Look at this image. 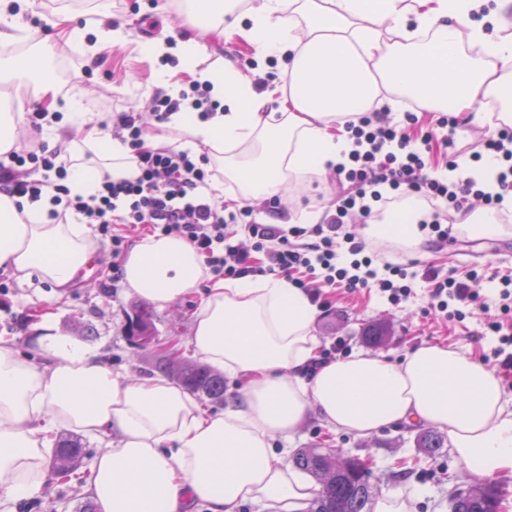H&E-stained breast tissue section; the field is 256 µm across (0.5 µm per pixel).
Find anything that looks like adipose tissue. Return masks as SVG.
Listing matches in <instances>:
<instances>
[{"instance_id":"obj_1","label":"adipose tissue","mask_w":512,"mask_h":512,"mask_svg":"<svg viewBox=\"0 0 512 512\" xmlns=\"http://www.w3.org/2000/svg\"><path fill=\"white\" fill-rule=\"evenodd\" d=\"M238 0H191L194 37L167 49L145 42L150 57L173 51L184 70L210 81L222 104L208 118L172 113L168 135L149 148L204 145L238 191L233 202L281 194L291 178L320 175L345 162L342 130L363 110L413 100L427 112L495 102L498 122L512 126V0H257L249 27L234 17ZM36 0H0V44L17 39L21 14ZM51 24L71 44L96 54L125 39L121 24L94 33L67 13ZM26 30V29H23ZM29 52L0 59V83L37 80L45 110L62 113L44 131L79 133L66 147L72 193H97L103 175L139 174L128 145L95 126L75 96H59L48 60L53 46L26 30ZM239 34L260 59L285 61L288 92L256 93L236 69L198 70L208 35ZM50 194L35 203L0 192V270L52 284L60 292L97 251L88 225L54 223ZM420 209L409 223L371 224L366 239L419 250ZM123 284L165 306L204 290L193 314L190 345L201 360L243 387L220 413L156 378L120 380L100 352L49 333L41 366L0 337V502L37 496L53 479L47 455L67 429L108 439L92 463L88 492L101 512H303L318 488L278 456L274 439L292 440L311 414L332 429L370 436L396 423L424 422L445 431L458 462L475 479L512 477V409L495 368L470 352L425 343L389 360L370 352L317 364L312 325L318 311L287 280L245 277L208 282L202 256L178 236L146 235L121 258Z\"/></svg>"}]
</instances>
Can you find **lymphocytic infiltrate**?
<instances>
[{
	"label": "lymphocytic infiltrate",
	"mask_w": 512,
	"mask_h": 512,
	"mask_svg": "<svg viewBox=\"0 0 512 512\" xmlns=\"http://www.w3.org/2000/svg\"><path fill=\"white\" fill-rule=\"evenodd\" d=\"M211 91L210 82L194 80L179 96L155 94L149 107L154 122L166 123L186 100L201 115L217 111L221 104L212 99ZM403 125L382 122L376 110L346 123L354 148L348 164L335 170L341 194L334 213L309 229L257 221L247 205L226 212L212 198L215 172L209 169L206 155L174 146L146 148L149 124L131 114L123 116L120 131L122 141L138 160L141 174L137 179L115 182L107 176L97 194L87 198L71 195L60 148L40 142L11 153L10 163L0 162V190L34 203L44 189H52L55 208L49 219H59L64 210L80 215L83 223L97 225L101 236L110 238L114 250H121L125 242L116 223L145 224L152 233L185 238L204 257L214 277L236 279L253 272L282 277L308 291L315 302L323 287L351 292L375 288L398 305L413 296L415 283H424L429 309L449 320L463 321L478 309L487 312L486 329L498 339L491 356L500 370L511 372V275L501 277V287L490 301L476 289L488 278L486 268L460 276L452 271L443 275L431 267L416 272L397 262L378 267L366 256L362 237L347 231L345 225L350 220L375 223L405 199L416 198L429 206L427 219L419 224L421 231L448 241L449 224L456 216L469 214L471 200L498 208L505 197H512V127L496 128L471 153L476 160L486 154L505 163L495 177L496 191L489 192L481 180L469 174L453 181L434 175L426 161L431 136L413 143ZM231 224L242 225L245 237L239 239L228 232Z\"/></svg>",
	"instance_id": "obj_1"
}]
</instances>
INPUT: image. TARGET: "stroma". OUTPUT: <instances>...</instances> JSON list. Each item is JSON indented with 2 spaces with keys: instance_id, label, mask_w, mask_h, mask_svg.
I'll use <instances>...</instances> for the list:
<instances>
[{
  "instance_id": "1",
  "label": "stroma",
  "mask_w": 512,
  "mask_h": 512,
  "mask_svg": "<svg viewBox=\"0 0 512 512\" xmlns=\"http://www.w3.org/2000/svg\"><path fill=\"white\" fill-rule=\"evenodd\" d=\"M121 17L129 32L123 43L103 49L89 60L76 48L68 50L73 69L71 91L79 93L86 104L107 101L108 109L99 115L97 122L111 132L117 130L123 115L146 112L151 97L160 88L159 72L170 74L172 80L183 85L190 81L180 65L162 63L140 51L141 43L160 36L163 28L185 33L188 21L184 14L166 13L162 8L152 7L149 0H126ZM255 54V48L240 37L213 39L199 64L220 69L230 63L254 82L270 73L281 74L282 69L276 63L249 68L246 61ZM337 192V185L328 183L325 176H308L303 184L286 191L284 222L302 223L307 210L323 215L334 212ZM96 242L93 275L85 277L81 287L64 296L57 295L50 284L39 279L23 282L0 273V337L13 340L23 354L29 355L37 347L39 336L49 330L59 332L100 350L116 374L158 377L155 350L139 349L124 336L128 315L143 300L131 289L113 286L116 254L112 243L101 236ZM378 250L387 260H413L418 265L442 270L463 271L483 266L512 272V234L493 238L460 235L445 244L428 243L424 255L416 257L387 244L379 245ZM323 296L325 303L320 306L312 326V334L323 350L332 349L341 340L347 351L363 350L398 360L412 347L445 342L481 358L496 344L495 337L485 328L484 312H475L461 323L448 322L427 313L428 298L423 289L400 306L391 305L375 289L349 293L327 288ZM201 301V294L196 293L153 310L159 342H177L180 358L194 357L188 342L193 334L192 313ZM87 323L95 326L96 335H82V327ZM375 324L388 329L385 341L379 345L370 343L364 335L365 329ZM427 430L424 423L397 424L373 436L361 437L333 431L315 415L296 435L289 451L294 454L304 448H322L369 460V481L376 496L399 489L411 497L412 512H451L453 493L470 486L472 480L450 446L437 450L423 446L422 437ZM59 489L57 482H50L41 497L0 505V512H76L78 505L90 498L83 489L75 495L60 494Z\"/></svg>"
}]
</instances>
